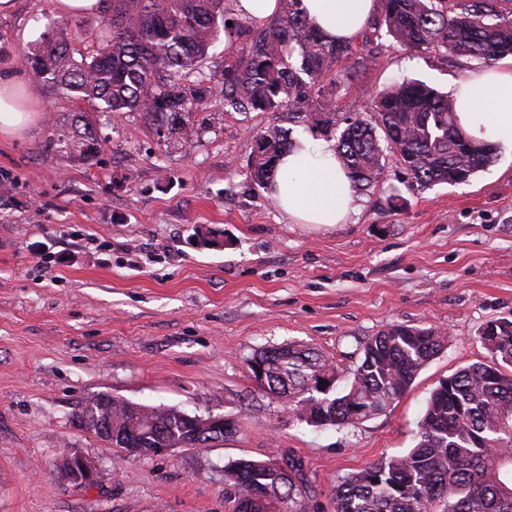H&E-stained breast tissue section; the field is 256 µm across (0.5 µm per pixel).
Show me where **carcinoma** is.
Wrapping results in <instances>:
<instances>
[{
	"label": "carcinoma",
	"instance_id": "carcinoma-1",
	"mask_svg": "<svg viewBox=\"0 0 512 512\" xmlns=\"http://www.w3.org/2000/svg\"><path fill=\"white\" fill-rule=\"evenodd\" d=\"M112 18L103 35L86 37L75 59L73 35L60 16L34 48L17 57L25 69L72 102L102 112L137 113L159 140L188 143L198 134L195 111L214 103L235 112L293 111L310 130L335 139L336 155L356 191L370 187L389 152L422 187L465 183L496 157L497 146L476 143L455 121V100L421 81L378 92L367 112L340 120L336 85H322L332 64L353 60V44L330 42L306 19L300 0H280L276 21L256 32L224 14V0H103ZM381 24L406 52L435 51L485 62L512 56V19L498 0H379ZM242 37L241 61L201 69L214 44ZM200 77L188 82L187 75ZM295 144L290 130L272 125L252 137L242 175L268 189L280 158ZM61 152L92 159L102 149L95 124L82 110L58 140ZM491 362L462 368L439 381L418 421L417 443L382 458L336 485L334 512H512V321L479 335ZM433 327L392 324L369 338L354 369L339 371L319 351L288 344L264 349L266 384L298 421L314 427H354L384 411L411 386L419 370L445 347ZM331 379L326 394L308 383ZM112 447L201 448L181 411L112 398ZM288 474L265 462L240 459L224 467L228 512H268L269 501L288 498V512H305L303 464L287 458Z\"/></svg>",
	"mask_w": 512,
	"mask_h": 512
}]
</instances>
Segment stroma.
Wrapping results in <instances>:
<instances>
[{
    "label": "stroma",
    "mask_w": 512,
    "mask_h": 512,
    "mask_svg": "<svg viewBox=\"0 0 512 512\" xmlns=\"http://www.w3.org/2000/svg\"><path fill=\"white\" fill-rule=\"evenodd\" d=\"M55 3L15 0L0 12V46L39 40ZM372 48L375 62L323 77L340 115L406 79L447 92L485 68L408 53L384 35ZM1 76L22 80L40 110L0 137V512H224L226 464L285 456L303 462L310 512H334L342 478L412 448L439 380L489 362L481 330L512 320L511 150L466 183L427 189L386 156L346 223L295 224L240 174L259 130L305 132L287 111L205 104L198 136L169 148L139 115L93 110L101 153L67 158L56 139L73 103L15 62L0 63ZM76 234L94 241L77 246ZM396 323L437 328L446 346L358 427L300 423L250 378L255 350L288 343L350 371L368 338ZM100 394L224 414L241 429L204 449L136 459L75 426ZM71 448L95 458L102 483L52 474Z\"/></svg>",
    "instance_id": "stroma-1"
}]
</instances>
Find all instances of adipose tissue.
Here are the masks:
<instances>
[{"mask_svg": "<svg viewBox=\"0 0 512 512\" xmlns=\"http://www.w3.org/2000/svg\"><path fill=\"white\" fill-rule=\"evenodd\" d=\"M308 20L328 39L353 41L378 9L376 0H301ZM456 120L477 142L512 149V68L487 67L455 82ZM32 93L13 79L0 80V136L11 137L32 121ZM272 196L296 224H343L353 209V190L333 146L300 137L278 168Z\"/></svg>", "mask_w": 512, "mask_h": 512, "instance_id": "ef3b65f1", "label": "adipose tissue"}]
</instances>
